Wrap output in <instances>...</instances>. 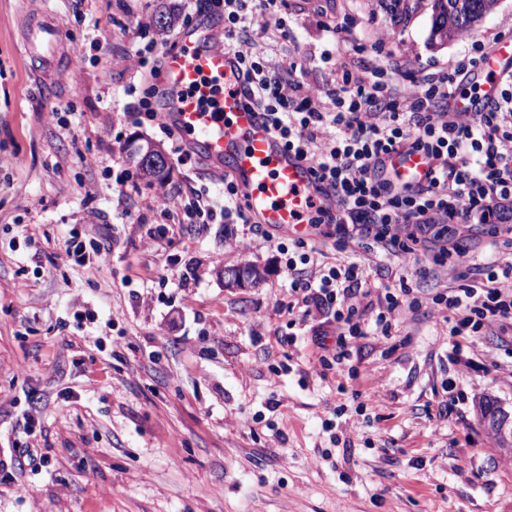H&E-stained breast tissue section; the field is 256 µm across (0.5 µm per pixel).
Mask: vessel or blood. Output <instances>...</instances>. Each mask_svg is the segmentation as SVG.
<instances>
[{
	"label": "vessel or blood",
	"mask_w": 512,
	"mask_h": 512,
	"mask_svg": "<svg viewBox=\"0 0 512 512\" xmlns=\"http://www.w3.org/2000/svg\"><path fill=\"white\" fill-rule=\"evenodd\" d=\"M224 28L213 23L183 34L164 66L163 121L176 124L185 141L215 164H229L245 197L251 221L291 238H311L306 217L320 194L308 161L284 148L248 105L233 54L221 42ZM60 40L57 28L33 21L26 50L49 59ZM512 65V41L506 40L477 65L474 77L480 94L457 102L458 111L476 116L492 98L501 77ZM393 166L414 180L424 178L428 166L420 155H395Z\"/></svg>",
	"instance_id": "1"
}]
</instances>
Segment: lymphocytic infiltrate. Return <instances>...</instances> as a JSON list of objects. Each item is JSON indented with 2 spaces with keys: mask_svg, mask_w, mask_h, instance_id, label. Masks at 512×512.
Instances as JSON below:
<instances>
[{
  "mask_svg": "<svg viewBox=\"0 0 512 512\" xmlns=\"http://www.w3.org/2000/svg\"><path fill=\"white\" fill-rule=\"evenodd\" d=\"M210 4L224 10L225 47L237 58L249 104L288 150L310 162L320 183L322 201L308 222L326 228L339 250L354 244L365 257L325 262L311 240L287 242L250 223L231 180L221 208L201 199L195 214L210 223L233 217L250 224L258 248L277 252L294 308L336 363L350 360L364 336H393L404 315L425 303L445 313L451 358L486 337L512 354V78L500 81L477 118L449 111V99L487 54L477 42L471 56L447 69L410 74L416 90L404 97L381 65L361 69L354 61L369 48L392 55V45H366L343 19L331 26L338 52L325 108L306 82L308 68L273 64L255 32L260 18L287 31V0ZM395 152L428 159L424 182L400 186V173L386 165ZM411 257L418 267L373 294L372 276ZM327 323L336 329L331 344Z\"/></svg>",
  "mask_w": 512,
  "mask_h": 512,
  "instance_id": "f902f5d3",
  "label": "lymphocytic infiltrate"
}]
</instances>
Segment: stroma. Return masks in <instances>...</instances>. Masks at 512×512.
Here are the masks:
<instances>
[{"label":"stroma","instance_id":"1","mask_svg":"<svg viewBox=\"0 0 512 512\" xmlns=\"http://www.w3.org/2000/svg\"><path fill=\"white\" fill-rule=\"evenodd\" d=\"M179 16L154 27L159 5ZM62 33L53 61L24 49L29 13ZM396 9L383 64L405 94V69L445 66L473 43L512 39V0L475 30L434 49L431 0H288L287 34L267 25L277 61L306 63L326 87L335 50L323 23L350 17L367 40ZM199 0H0V512H512V456L478 418L489 396L512 412V359L492 340L473 366L448 357L429 305L390 340L368 336L357 360L324 366L307 326H289L288 278L274 253L252 288L224 283L237 225L199 229L182 207L162 212L156 187L125 153L142 139L169 153L183 199L224 201L222 170L200 151L180 161L156 122L131 113L159 59L203 18ZM59 122H51L50 112ZM22 165H11L13 155ZM104 225L111 254L74 265L63 242ZM179 227L154 248L147 229ZM34 235L25 246L26 235ZM84 306L94 322L77 323ZM295 331L294 345L282 336ZM461 378L464 404L437 416L441 383ZM41 470L10 459L26 446ZM32 488L21 499L16 482Z\"/></svg>","mask_w":512,"mask_h":512}]
</instances>
